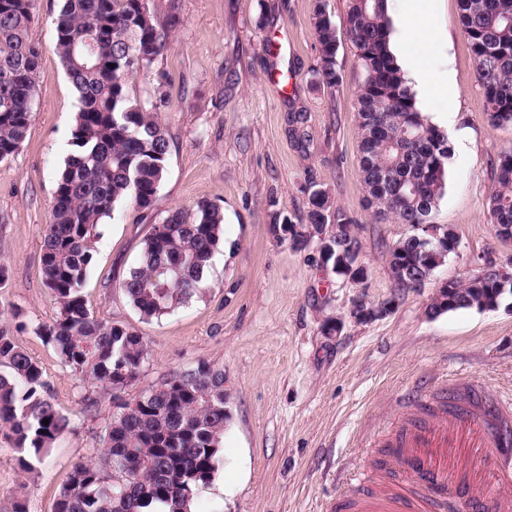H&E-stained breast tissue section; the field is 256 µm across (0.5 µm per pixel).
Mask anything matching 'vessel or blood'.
<instances>
[{
	"mask_svg": "<svg viewBox=\"0 0 512 512\" xmlns=\"http://www.w3.org/2000/svg\"><path fill=\"white\" fill-rule=\"evenodd\" d=\"M512 399L493 411L448 401L405 403L375 444L385 451L362 493L339 512H487L491 489L512 485V452L500 428Z\"/></svg>",
	"mask_w": 512,
	"mask_h": 512,
	"instance_id": "obj_1",
	"label": "vessel or blood"
}]
</instances>
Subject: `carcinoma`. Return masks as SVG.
<instances>
[{"mask_svg":"<svg viewBox=\"0 0 512 512\" xmlns=\"http://www.w3.org/2000/svg\"><path fill=\"white\" fill-rule=\"evenodd\" d=\"M36 0H0V161L18 151L32 118L41 47L29 37ZM459 22L476 63L492 126L512 123V0H459ZM176 24V6L165 15L150 0H62L55 18V49L79 101L69 155L54 192L44 232L43 280L57 306L34 332L52 345L80 381L82 400L95 406L92 388L120 398L138 378L148 343L135 329L98 319L81 287L92 262L91 239L114 207L130 201L148 212L167 165L170 142L158 120L165 101L148 104L129 96V77L160 57ZM312 25L320 56L316 76L333 88L336 25L317 0ZM346 36L361 61L354 88L362 131L360 168L365 207L374 217L415 228L432 223L445 189L451 157L447 135L418 109L415 94L391 54L388 0H349ZM489 200L495 228L512 227V150L501 153ZM224 216L211 202L197 203L187 220L175 210L152 225L139 266L121 289L142 318H158L205 288L204 270L219 246ZM301 223L350 224L329 193H309ZM392 265L417 270L435 257L415 238ZM448 305L430 311L484 310L503 287L495 267L465 283L450 284ZM48 424H43V420ZM224 371L206 361L171 374L110 417L103 446L74 465L55 512H145L153 502L168 512H192L196 492L214 476L224 427ZM48 395L40 365L0 327V434L27 458H39L70 429Z\"/></svg>","mask_w":512,"mask_h":512,"instance_id":"cac0c4a2","label":"carcinoma"}]
</instances>
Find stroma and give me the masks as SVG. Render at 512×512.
<instances>
[{"instance_id": "35a3bbf8", "label": "stroma", "mask_w": 512, "mask_h": 512, "mask_svg": "<svg viewBox=\"0 0 512 512\" xmlns=\"http://www.w3.org/2000/svg\"><path fill=\"white\" fill-rule=\"evenodd\" d=\"M167 51L130 79V96L165 99L159 118L170 141L166 173L147 218L131 202L97 226L82 294L100 319L129 326L148 341V358L124 393L133 399L170 374L206 360L224 371L230 419L218 470L196 494V512H335L383 458L369 442L411 394L480 393L498 403L512 393V294L497 309L430 314L443 282L464 280L485 261L512 263L489 198L500 154L512 149V125L491 127L458 0H430L426 20L437 39L426 64L435 84L416 90L428 120L456 107L447 127L451 158L435 223L454 229L458 248L425 287L397 290L389 250L409 228L374 220L365 208L361 133L353 90L360 61L341 39L343 82L319 84L316 0H177ZM61 0H37L31 34L42 48L30 131L0 161V319L20 313L11 334L41 366L51 401L72 425L31 467L0 436V512L25 503L54 512L75 463L100 447L113 412L110 391L86 407L52 345L34 332L57 313L43 283L41 254L56 179L70 153L78 95L55 50ZM448 82L451 94L437 85ZM302 123H295V116ZM324 189L354 219L367 268L354 285L322 267L314 249L296 250L273 224L307 208L309 188ZM224 213L225 248L212 255L202 295L144 320L120 284L140 261L152 225L199 201ZM392 301L383 318L357 323L353 303ZM343 320L337 335L328 322Z\"/></svg>"}]
</instances>
